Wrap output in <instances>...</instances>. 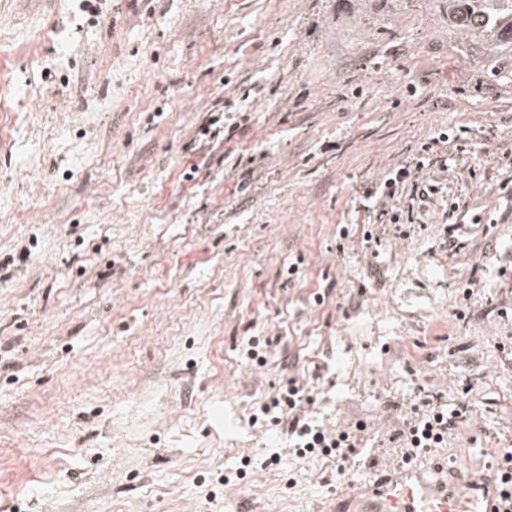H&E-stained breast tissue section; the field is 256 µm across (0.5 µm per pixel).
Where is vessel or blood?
Returning a JSON list of instances; mask_svg holds the SVG:
<instances>
[{"instance_id": "vessel-or-blood-1", "label": "vessel or blood", "mask_w": 512, "mask_h": 512, "mask_svg": "<svg viewBox=\"0 0 512 512\" xmlns=\"http://www.w3.org/2000/svg\"><path fill=\"white\" fill-rule=\"evenodd\" d=\"M366 512H465L475 507L478 512H495L494 488L486 478L464 473L452 479L449 486L427 487L417 471L399 469L391 482L369 489Z\"/></svg>"}]
</instances>
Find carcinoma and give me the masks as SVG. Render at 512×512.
I'll return each instance as SVG.
<instances>
[{"mask_svg":"<svg viewBox=\"0 0 512 512\" xmlns=\"http://www.w3.org/2000/svg\"><path fill=\"white\" fill-rule=\"evenodd\" d=\"M454 22L466 31L491 37L512 49V0H448Z\"/></svg>","mask_w":512,"mask_h":512,"instance_id":"1","label":"carcinoma"}]
</instances>
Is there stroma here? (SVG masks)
<instances>
[{
    "label": "stroma",
    "mask_w": 512,
    "mask_h": 512,
    "mask_svg": "<svg viewBox=\"0 0 512 512\" xmlns=\"http://www.w3.org/2000/svg\"><path fill=\"white\" fill-rule=\"evenodd\" d=\"M92 5L0 0V512H360L426 393L473 420L423 479L485 472L512 443V49L448 0ZM441 130L445 190L371 254L360 186ZM313 368V415L370 427L341 477L249 422Z\"/></svg>",
    "instance_id": "1"
}]
</instances>
